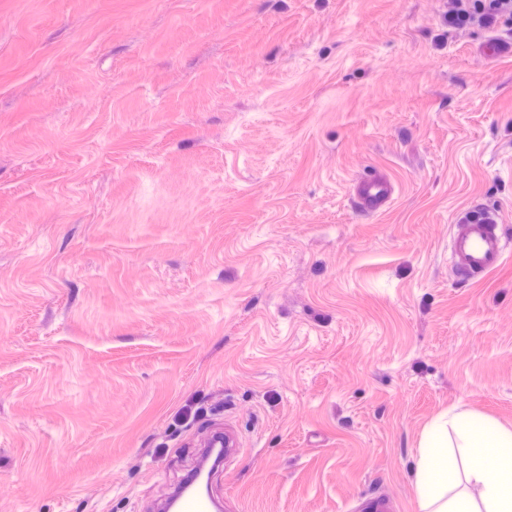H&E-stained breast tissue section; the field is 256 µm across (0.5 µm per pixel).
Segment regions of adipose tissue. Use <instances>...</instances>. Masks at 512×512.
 Returning <instances> with one entry per match:
<instances>
[{
  "mask_svg": "<svg viewBox=\"0 0 512 512\" xmlns=\"http://www.w3.org/2000/svg\"><path fill=\"white\" fill-rule=\"evenodd\" d=\"M415 489L420 512H512V431L449 410L425 432Z\"/></svg>",
  "mask_w": 512,
  "mask_h": 512,
  "instance_id": "ef3b65f1",
  "label": "adipose tissue"
}]
</instances>
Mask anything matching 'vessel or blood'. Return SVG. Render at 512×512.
<instances>
[{"mask_svg":"<svg viewBox=\"0 0 512 512\" xmlns=\"http://www.w3.org/2000/svg\"><path fill=\"white\" fill-rule=\"evenodd\" d=\"M393 195L390 183L372 178L358 184L355 197L365 209L375 210ZM512 260V239L499 231L497 223L482 213L452 225L448 262L457 274L471 279L491 273Z\"/></svg>","mask_w":512,"mask_h":512,"instance_id":"vessel-or-blood-1","label":"vessel or blood"}]
</instances>
